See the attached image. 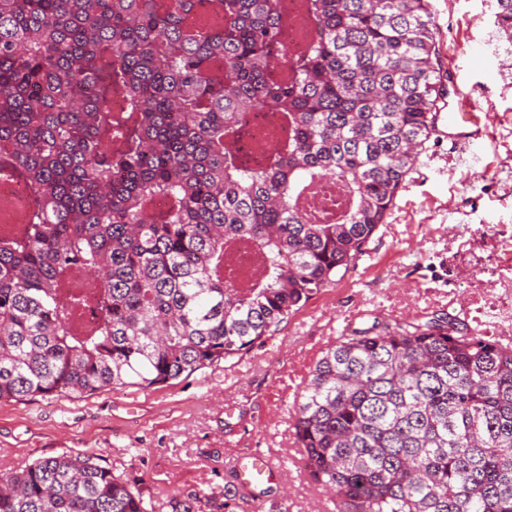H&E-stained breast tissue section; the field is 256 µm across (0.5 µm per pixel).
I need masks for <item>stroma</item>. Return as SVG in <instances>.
Instances as JSON below:
<instances>
[{
	"mask_svg": "<svg viewBox=\"0 0 512 512\" xmlns=\"http://www.w3.org/2000/svg\"><path fill=\"white\" fill-rule=\"evenodd\" d=\"M453 113L430 138L384 224L355 266L282 322L263 344L169 384L84 398L0 401V473L61 454L89 456L143 495L225 492L231 512H334L303 467L291 428L297 392L321 352L366 314L387 322L431 312L512 337V40L496 0H428ZM258 451L281 479L237 487V457Z\"/></svg>",
	"mask_w": 512,
	"mask_h": 512,
	"instance_id": "stroma-1",
	"label": "stroma"
}]
</instances>
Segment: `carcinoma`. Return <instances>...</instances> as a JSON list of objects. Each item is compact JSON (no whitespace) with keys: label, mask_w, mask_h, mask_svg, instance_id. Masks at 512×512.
Listing matches in <instances>:
<instances>
[{"label":"carcinoma","mask_w":512,"mask_h":512,"mask_svg":"<svg viewBox=\"0 0 512 512\" xmlns=\"http://www.w3.org/2000/svg\"><path fill=\"white\" fill-rule=\"evenodd\" d=\"M197 2L0 0V175L29 194L0 236V401L147 390L249 351L355 265L432 135L450 89L426 0H307L292 60L281 0ZM251 109L278 113L259 169L236 149ZM317 181L346 194L304 212ZM293 429L349 512H512V346L456 317L374 316L329 345ZM0 512L147 509L59 455L0 473ZM282 6L288 16L291 17L296 12H302L304 18L303 25L292 26L288 24V31L284 33V47L288 57H292L305 50L308 39L306 30L314 29L315 22L306 11V0H283Z\"/></svg>","instance_id":"obj_1"}]
</instances>
